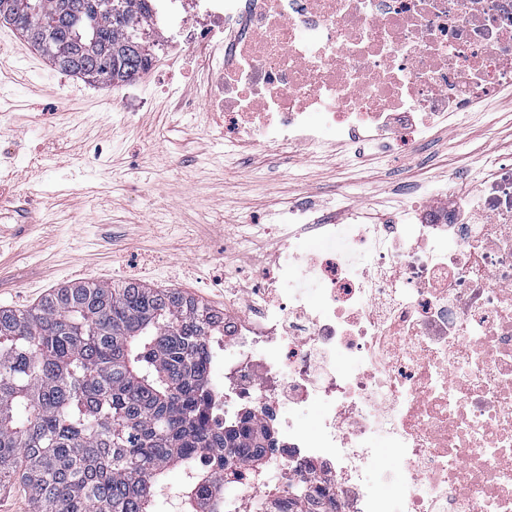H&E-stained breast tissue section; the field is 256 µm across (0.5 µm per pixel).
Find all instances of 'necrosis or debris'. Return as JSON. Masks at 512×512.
<instances>
[{
	"mask_svg": "<svg viewBox=\"0 0 512 512\" xmlns=\"http://www.w3.org/2000/svg\"><path fill=\"white\" fill-rule=\"evenodd\" d=\"M217 72L238 145L285 157L436 124L512 92V0H157ZM315 219L296 203L270 218L314 225L324 243L277 264L265 287L233 274L224 293V383L277 426L285 447L243 469L235 512H287L288 485L337 512H391L369 482L386 434L406 512H512V163L480 153L428 199L389 197L375 221ZM316 284L314 293L303 283ZM332 407L317 432L287 424Z\"/></svg>",
	"mask_w": 512,
	"mask_h": 512,
	"instance_id": "necrosis-or-debris-1",
	"label": "necrosis or debris"
}]
</instances>
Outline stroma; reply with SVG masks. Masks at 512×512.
Returning a JSON list of instances; mask_svg holds the SVG:
<instances>
[{
  "instance_id": "35a3bbf8",
  "label": "stroma",
  "mask_w": 512,
  "mask_h": 512,
  "mask_svg": "<svg viewBox=\"0 0 512 512\" xmlns=\"http://www.w3.org/2000/svg\"><path fill=\"white\" fill-rule=\"evenodd\" d=\"M0 308L26 309L61 285L138 281L224 307V273L256 275L237 246L250 225L300 199L319 213L377 207L408 182L413 197L466 171L472 156L512 144V96L484 105L456 135L421 149L341 148L289 161H240L224 141V114L191 52L156 53L128 84L65 74L0 24Z\"/></svg>"
}]
</instances>
